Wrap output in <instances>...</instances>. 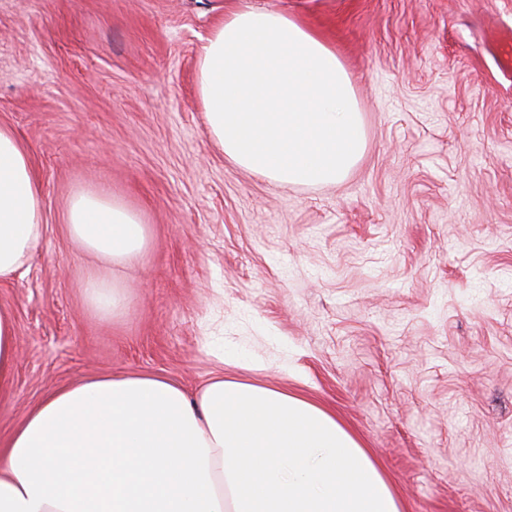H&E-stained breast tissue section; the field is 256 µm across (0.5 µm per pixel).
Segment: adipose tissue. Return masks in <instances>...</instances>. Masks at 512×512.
<instances>
[{
    "label": "adipose tissue",
    "instance_id": "obj_1",
    "mask_svg": "<svg viewBox=\"0 0 512 512\" xmlns=\"http://www.w3.org/2000/svg\"><path fill=\"white\" fill-rule=\"evenodd\" d=\"M209 137L271 183L330 186L361 158L365 132L335 49L301 20L247 4L200 56ZM45 229L31 157L0 125V279L20 273ZM67 230L127 265L148 230L106 190L75 196ZM14 320L0 307V397L13 385ZM0 512H402L365 448L303 396L223 375L195 395L151 374L55 389L0 444Z\"/></svg>",
    "mask_w": 512,
    "mask_h": 512
}]
</instances>
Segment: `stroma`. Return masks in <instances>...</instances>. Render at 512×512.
Listing matches in <instances>:
<instances>
[{
	"label": "stroma",
	"instance_id": "obj_1",
	"mask_svg": "<svg viewBox=\"0 0 512 512\" xmlns=\"http://www.w3.org/2000/svg\"><path fill=\"white\" fill-rule=\"evenodd\" d=\"M251 3L351 76L366 148L336 186H276L208 137L197 65L232 0H0V124L45 220L0 282V441L89 377L191 393L221 372L335 414L404 512H512V0ZM97 188L147 224L137 262L70 239V199ZM93 278L124 304L100 312ZM17 356L14 320L9 309L0 307V397L13 385Z\"/></svg>",
	"mask_w": 512,
	"mask_h": 512
}]
</instances>
